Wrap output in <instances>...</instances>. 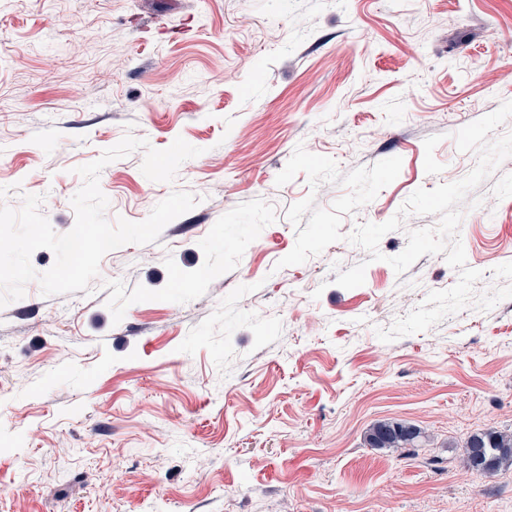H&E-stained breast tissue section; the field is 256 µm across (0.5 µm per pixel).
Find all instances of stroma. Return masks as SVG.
I'll use <instances>...</instances> for the list:
<instances>
[{
    "instance_id": "stroma-1",
    "label": "stroma",
    "mask_w": 512,
    "mask_h": 512,
    "mask_svg": "<svg viewBox=\"0 0 512 512\" xmlns=\"http://www.w3.org/2000/svg\"><path fill=\"white\" fill-rule=\"evenodd\" d=\"M510 100L512 0H0V203L43 196L64 234L75 167L125 134L201 150L169 183L140 149L106 165L109 222L198 204L107 253L89 292L32 281L0 308V512H512V467L461 461L473 431H512V298L382 342L458 280L440 254L386 262L439 218L407 216L380 261L346 240L464 178L478 156L455 133ZM300 145L343 175L402 167L342 241L280 269L287 208L347 192L277 185ZM461 209L476 292L504 286L512 157ZM362 262V286L336 285ZM388 418L423 429L418 456L365 445Z\"/></svg>"
}]
</instances>
